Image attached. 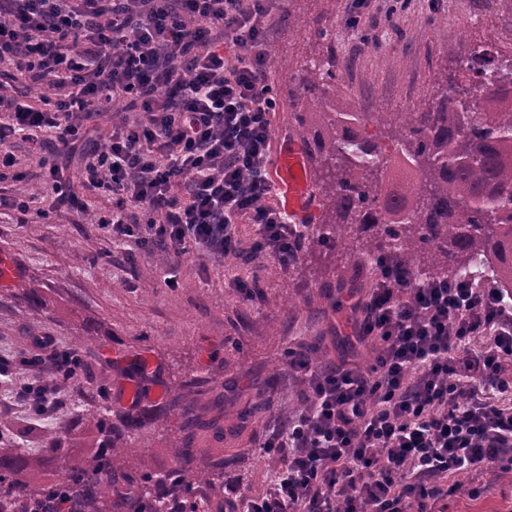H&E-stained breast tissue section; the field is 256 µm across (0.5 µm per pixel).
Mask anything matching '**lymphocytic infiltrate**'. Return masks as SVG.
<instances>
[{
    "label": "lymphocytic infiltrate",
    "instance_id": "1",
    "mask_svg": "<svg viewBox=\"0 0 512 512\" xmlns=\"http://www.w3.org/2000/svg\"><path fill=\"white\" fill-rule=\"evenodd\" d=\"M270 0H0V66L39 98L0 94L11 136L32 153L81 143L82 177L108 192L98 224L137 246L221 261L253 243L287 261L295 228L270 205ZM128 102L134 125L100 138L92 116ZM369 366L292 358L304 406L266 435L282 462L247 512H444L459 490L512 458V304L495 290L417 281L384 263L353 325Z\"/></svg>",
    "mask_w": 512,
    "mask_h": 512
}]
</instances>
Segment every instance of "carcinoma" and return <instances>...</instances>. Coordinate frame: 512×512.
<instances>
[{
  "mask_svg": "<svg viewBox=\"0 0 512 512\" xmlns=\"http://www.w3.org/2000/svg\"><path fill=\"white\" fill-rule=\"evenodd\" d=\"M336 79L327 64L304 69L290 94L302 110L288 123L311 139L316 187L323 200L320 224H303L289 265L303 253L330 245L338 254L380 267L393 255L421 280L486 282L504 304L512 302V62L503 58L480 78L445 76L440 94L421 112H356L327 101ZM482 87L481 103L473 96ZM373 124L388 129L397 155L384 157ZM399 166L384 197L383 174ZM364 287L357 277L336 280L324 298L333 306ZM319 342H304L295 355L320 361ZM266 385L255 388L240 419H257L268 408ZM108 408L92 407L78 435L64 428L47 434L31 456L19 441L0 435V497L33 499L29 512H112L111 491L123 512H224V491L215 502L197 489L224 478L219 458L196 464L190 445L174 449L177 470L158 479L128 472V449L112 441ZM74 448L85 452L75 454ZM167 482L166 496L155 486Z\"/></svg>",
  "mask_w": 512,
  "mask_h": 512,
  "instance_id": "obj_1",
  "label": "carcinoma"
}]
</instances>
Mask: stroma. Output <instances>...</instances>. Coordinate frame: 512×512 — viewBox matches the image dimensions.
Segmentation results:
<instances>
[{"label":"stroma","mask_w":512,"mask_h":512,"mask_svg":"<svg viewBox=\"0 0 512 512\" xmlns=\"http://www.w3.org/2000/svg\"><path fill=\"white\" fill-rule=\"evenodd\" d=\"M303 17L305 28L288 26L289 14ZM273 33L266 46L268 84L278 100L270 115V155L293 138L288 115L297 104L288 95L307 61L334 65L338 79L329 95L359 112L395 111L409 103L426 106L437 93L446 68L480 46L512 55V0H272ZM76 181L70 205L27 223L0 209V259L10 268L0 280V355L14 353L32 336H49L58 350L80 349L88 363L79 381L60 386L46 372L58 406L45 416L30 417L25 403L0 389V419L32 422L46 431L75 425L82 414L86 388L103 391L112 424L130 450L136 472L164 475L176 468L173 451L191 444L199 463L234 457L224 478L239 482L250 496L262 494L280 461L270 460L261 443L270 423L298 410L302 387L288 366V353L306 336L321 337L332 361L368 365L369 347L340 346L351 335L349 308L337 309L320 297V286L335 281L347 259L329 250L307 255L299 270L283 267L271 254L253 252L257 227H239L241 257L224 263L206 255H168L148 246L129 252L126 243L105 233L90 214L109 209L108 196L81 186L78 150H71ZM176 287H168L167 278ZM259 286L248 298L240 283ZM38 289L34 301L29 289ZM141 354L162 372V384L137 409L119 401L121 376L106 359L113 353ZM270 388L272 408L234 433L212 428L188 436L173 398L223 420L224 403L245 405L255 383ZM136 425L126 428L124 418ZM488 490L479 499L458 493L446 500L445 512H503L512 499V476L497 472L482 477Z\"/></svg>","instance_id":"stroma-1"}]
</instances>
